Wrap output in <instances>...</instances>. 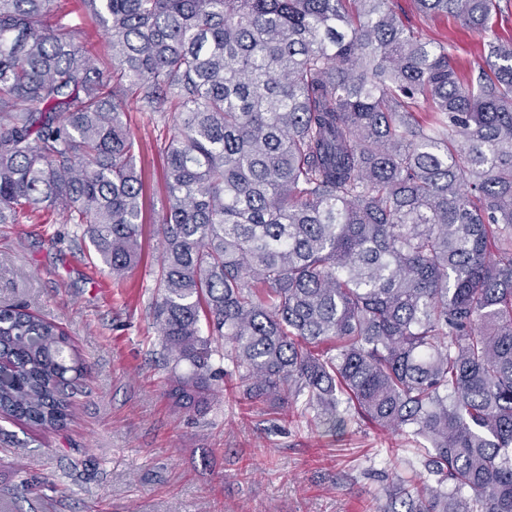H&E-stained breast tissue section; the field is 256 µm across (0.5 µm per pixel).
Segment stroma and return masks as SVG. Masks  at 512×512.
<instances>
[{
    "instance_id": "obj_1",
    "label": "stroma",
    "mask_w": 512,
    "mask_h": 512,
    "mask_svg": "<svg viewBox=\"0 0 512 512\" xmlns=\"http://www.w3.org/2000/svg\"><path fill=\"white\" fill-rule=\"evenodd\" d=\"M394 8L460 65L481 60L488 36L448 15L424 19L415 0ZM126 122L138 144L143 223L141 260L122 283L57 211L0 224V305L55 322L92 366L63 429L0 416V512H376L393 483L423 481L416 449L366 421L331 435L276 403L174 408L173 373L152 353L164 126L134 103ZM22 476L32 490L18 498Z\"/></svg>"
}]
</instances>
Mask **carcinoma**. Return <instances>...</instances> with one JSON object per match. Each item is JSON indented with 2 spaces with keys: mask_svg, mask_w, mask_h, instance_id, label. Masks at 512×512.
Here are the masks:
<instances>
[{
  "mask_svg": "<svg viewBox=\"0 0 512 512\" xmlns=\"http://www.w3.org/2000/svg\"><path fill=\"white\" fill-rule=\"evenodd\" d=\"M80 2L105 70L58 0H0V224L57 210L124 277L126 108L174 113L153 321L180 407L236 379L329 433L366 419L428 475L378 512H512V42L462 71L390 0ZM417 4L484 34L501 12ZM0 356V413L65 427L89 373L65 331L0 306Z\"/></svg>",
  "mask_w": 512,
  "mask_h": 512,
  "instance_id": "carcinoma-1",
  "label": "carcinoma"
}]
</instances>
